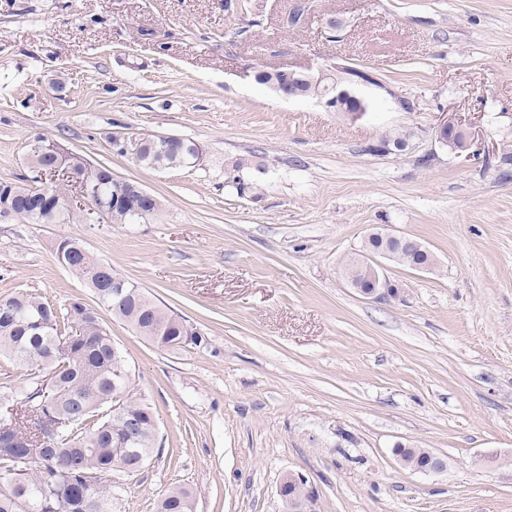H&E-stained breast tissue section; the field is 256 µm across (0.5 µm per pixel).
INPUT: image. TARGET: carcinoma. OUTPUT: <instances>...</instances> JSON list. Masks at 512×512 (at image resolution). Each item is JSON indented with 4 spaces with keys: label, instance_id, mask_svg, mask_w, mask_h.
<instances>
[{
    "label": "carcinoma",
    "instance_id": "1",
    "mask_svg": "<svg viewBox=\"0 0 512 512\" xmlns=\"http://www.w3.org/2000/svg\"><path fill=\"white\" fill-rule=\"evenodd\" d=\"M254 80L266 86L280 85L284 93L299 97L336 96V85H324L312 75L299 81L280 79L276 71L254 68ZM196 141L163 145L146 138L140 164L159 170L188 167L194 161ZM73 172L95 198H112V172L94 166L80 156L68 157ZM252 161L239 158L227 180L243 194L253 188L248 180ZM31 224H80L81 210L67 209L64 184L44 188L33 179L0 180L4 198ZM141 203L130 209L126 223L156 220L162 213L155 199L147 216ZM362 250L388 252L392 261L413 267L433 266L429 250L396 246L370 236ZM60 265L79 277L112 316L129 325L137 335L161 347L176 348L186 320L155 301L143 288L94 258L76 239L64 237L56 244ZM344 275L351 287H371L370 275L347 260ZM0 356L27 371L23 385L0 392V512H115L118 500L108 476H132L148 463L158 444L156 419L150 406L133 396L132 376L122 351L112 342L98 314L79 301L57 308L37 294L19 291L0 298ZM126 392L118 410L117 391ZM394 454L403 466L420 470L430 464L424 448L396 446ZM156 512H195L192 492L182 486L163 491Z\"/></svg>",
    "mask_w": 512,
    "mask_h": 512
}]
</instances>
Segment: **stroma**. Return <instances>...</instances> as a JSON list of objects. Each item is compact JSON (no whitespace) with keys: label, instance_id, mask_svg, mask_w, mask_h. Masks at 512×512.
Here are the masks:
<instances>
[{"label":"stroma","instance_id":"1","mask_svg":"<svg viewBox=\"0 0 512 512\" xmlns=\"http://www.w3.org/2000/svg\"><path fill=\"white\" fill-rule=\"evenodd\" d=\"M0 0V179L29 173L43 136L159 197L141 224L0 218V298L40 293L98 309L152 408L159 446L118 476L120 512H155L169 485L196 512H283L282 476L306 475L317 512H512V0ZM376 73L350 119L286 99L251 66L326 59ZM407 98L412 111L398 109ZM453 112L479 134L465 161L431 130ZM413 131L401 154L362 148ZM178 135L206 156L154 170L113 137ZM252 159L255 189L224 172ZM435 257L392 261L396 300L343 273L372 228ZM96 258L198 330L161 349L99 310L54 243ZM445 468L401 466L396 444Z\"/></svg>","mask_w":512,"mask_h":512}]
</instances>
